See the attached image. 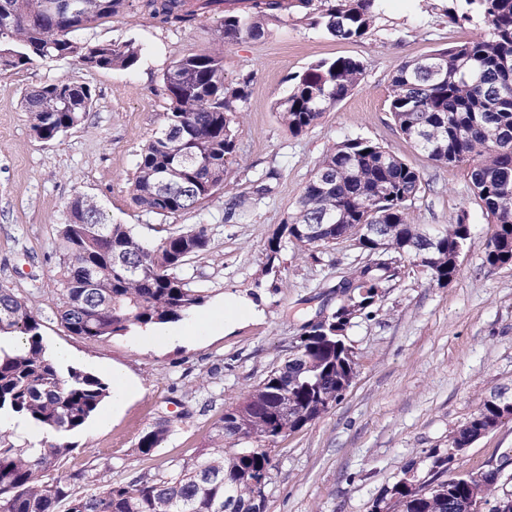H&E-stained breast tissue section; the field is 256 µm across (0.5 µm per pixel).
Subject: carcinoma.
Returning <instances> with one entry per match:
<instances>
[{
	"label": "carcinoma",
	"mask_w": 512,
	"mask_h": 512,
	"mask_svg": "<svg viewBox=\"0 0 512 512\" xmlns=\"http://www.w3.org/2000/svg\"><path fill=\"white\" fill-rule=\"evenodd\" d=\"M53 0H0V71L36 60L78 58L95 69H129L140 56L135 40L91 42L79 33L123 14L146 15L162 28H187L208 15L221 16L211 45L181 57L163 74L169 99L164 125L141 151L130 186L133 201L162 216L190 210L214 197L230 171L248 82L224 83V46L260 39L281 12L311 18L341 39L366 34L378 0H73L76 12L49 9ZM455 21L480 15L488 31L462 45L405 62L391 83L390 112L399 133L436 164L467 172L473 195L495 226L486 251L491 268L512 265V0H464ZM364 68L351 57L322 59L294 77L277 105L278 118L297 136L353 92ZM93 102L89 87L65 79L25 94L31 130L52 141L82 123ZM422 188L418 170L369 139H346L330 147L305 185L295 210L268 241L274 262L290 243L301 252L338 240L358 243L365 264L336 285L342 295L325 333L303 327L299 352L269 372L217 425L214 452L207 458L171 462L143 472L126 485L106 484L78 496L74 486L94 481L83 471L66 473L59 457L65 438L95 416L112 388L93 372L62 367L49 353L41 319L14 289L0 284V336H17L23 348L0 346V419H17L45 437L18 445L0 428V512H264L259 480L272 468L278 439L321 418L343 396L340 379L355 373L347 356L352 320L379 311L377 288L389 279L379 263L398 257L422 267L431 281L455 278L457 256L469 239L466 218L426 230L411 221L409 206ZM59 236L63 285L57 317L66 332L86 341L125 334L133 326L167 324L202 306L206 289L190 285L179 270L208 250L207 225L166 231L146 243L125 224H112L92 199L74 197ZM378 236H367V227ZM508 401L483 403L448 439V448L426 453L428 477L416 492L395 483L387 492L397 512H463L451 501L471 495L502 499L499 479L484 471L448 476V460L459 448L496 428ZM169 426L145 431L137 448L145 455L165 440ZM239 447L226 453V445Z\"/></svg>",
	"instance_id": "carcinoma-1"
}]
</instances>
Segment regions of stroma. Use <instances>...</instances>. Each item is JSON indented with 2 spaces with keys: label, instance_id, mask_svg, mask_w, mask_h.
Here are the masks:
<instances>
[{
  "label": "stroma",
  "instance_id": "1",
  "mask_svg": "<svg viewBox=\"0 0 512 512\" xmlns=\"http://www.w3.org/2000/svg\"><path fill=\"white\" fill-rule=\"evenodd\" d=\"M458 5L381 0L368 33L356 41L284 15L269 24L264 38L227 45L225 83H249L238 105L231 174L209 202L171 217L143 211L129 185L142 148L162 128L169 108L164 72L183 55L209 47L216 17L175 29L143 15H119L85 31L94 42L133 39L142 45L139 62L127 70L90 69L68 58L0 71V283L37 311L50 352H68L70 364L107 381L113 365H122L139 385L122 408L104 404L69 436L61 470L97 475L96 482L78 484L77 492L125 484L206 450L225 410L288 359L302 326L335 311L338 282L362 261L352 242L311 254L289 244L273 262L267 245L326 149L347 138L379 142L420 172L413 223L438 228L464 215L471 236L460 272L447 286L430 283L421 267H406L384 292L377 315L354 321L347 340L355 380L320 419L273 447L265 512H370L405 470L424 477L425 451L447 448L450 432L484 401L500 393L512 398V266L485 264L495 227L465 171L432 162L403 138L389 110L392 78L406 61L486 33L477 16L452 23L448 15ZM340 56L362 62L360 85L307 132L290 134L278 120L277 102L310 64ZM57 79L90 87L92 108L81 125L41 142L22 100ZM78 195L94 199L110 222L129 225L146 240L166 226L207 225L209 251L183 269L207 291L200 314L222 307L225 295L244 293L260 317L179 344L140 343L136 326L99 342L67 335L56 318L62 288L57 235ZM164 419L171 422L166 441L141 454V434ZM495 467L502 470L501 490L512 493V419L457 452L451 471Z\"/></svg>",
  "mask_w": 512,
  "mask_h": 512
}]
</instances>
